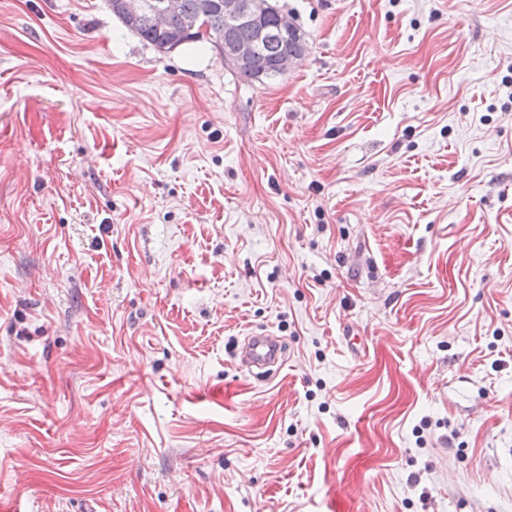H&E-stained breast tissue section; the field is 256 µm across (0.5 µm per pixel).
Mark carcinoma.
<instances>
[{
	"instance_id": "cac0c4a2",
	"label": "carcinoma",
	"mask_w": 512,
	"mask_h": 512,
	"mask_svg": "<svg viewBox=\"0 0 512 512\" xmlns=\"http://www.w3.org/2000/svg\"><path fill=\"white\" fill-rule=\"evenodd\" d=\"M109 2H111L112 12L121 19L128 29L159 49L165 48V42L171 33L180 36V40L184 43L200 40L197 32L189 30L187 26L189 21L200 15L206 17L210 23L212 32L215 34V47L226 61L231 60L234 56L239 41L255 37V28L251 25L239 27L232 38L224 36V13L217 8L218 0H182V12L171 18L167 34L156 29L150 20L152 7L159 4L161 0H144V9L132 23L128 22L124 12L114 5V0H109ZM263 25L266 27V36L259 42V53L255 65L232 67V70L242 80H273L280 76V72L276 68L280 57L302 53L307 49L306 42L298 30L278 29L275 17H267L263 21Z\"/></svg>"
}]
</instances>
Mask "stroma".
Returning <instances> with one entry per match:
<instances>
[{
  "label": "stroma",
  "mask_w": 512,
  "mask_h": 512,
  "mask_svg": "<svg viewBox=\"0 0 512 512\" xmlns=\"http://www.w3.org/2000/svg\"><path fill=\"white\" fill-rule=\"evenodd\" d=\"M280 3L0 0V512H512V0ZM114 1L119 0H109L112 12L121 19L123 24L133 31L136 35H138L142 40L147 43L154 45L159 49H171L170 46L165 47V42L169 39V35L159 31L154 27L150 20V15L152 12V7L156 6L161 2V0H142L144 1V9L134 20L133 24H129L126 15L129 18H136L140 11L141 0H123L121 1V5L123 7L124 12L117 7L118 4L114 5ZM181 0H163L161 2V6L156 8L153 12L154 22L157 24L159 28H167L169 18L177 14L180 11ZM126 15H125V14ZM216 2L218 0H182L181 14L172 17L170 20V33L180 36L182 44L189 41H200V38L203 37L197 35L195 31H190L187 23L200 15L206 17L212 32L216 35L214 44L223 55L224 64L231 60L235 54L236 63L246 67L231 65H228V67L240 79L245 81L276 79L287 73L297 60L303 57V54L289 55L306 51V42L298 29H294V24L288 14L278 12L274 5L270 3V0H220L218 7L219 9L223 8L224 13L217 8ZM273 13L278 19L279 28L292 31L278 29L275 17L270 16ZM265 17L267 18L263 21V25L266 27V36H264L265 28H261L258 36L252 39L256 35L255 28L251 25L241 26L243 24L259 23ZM196 25L197 21L194 20L191 30L195 29ZM236 30L235 36L229 38ZM258 42L259 53L257 58ZM280 57L282 58L279 60ZM278 60L277 70L276 63ZM243 361L250 368L259 370L256 375L272 374L270 367L280 370L286 364L284 343L279 336H248L243 347Z\"/></svg>",
  "instance_id": "stroma-1"
}]
</instances>
